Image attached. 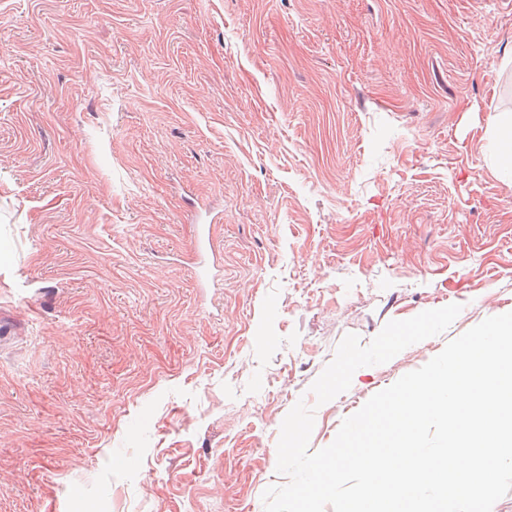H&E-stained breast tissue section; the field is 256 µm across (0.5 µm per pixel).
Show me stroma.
<instances>
[{
    "label": "stroma",
    "instance_id": "35a3bbf8",
    "mask_svg": "<svg viewBox=\"0 0 512 512\" xmlns=\"http://www.w3.org/2000/svg\"><path fill=\"white\" fill-rule=\"evenodd\" d=\"M502 112L512 0H0V512H264L512 312ZM493 126L496 132L491 143L494 166L503 182L512 186V113L495 116Z\"/></svg>",
    "mask_w": 512,
    "mask_h": 512
}]
</instances>
